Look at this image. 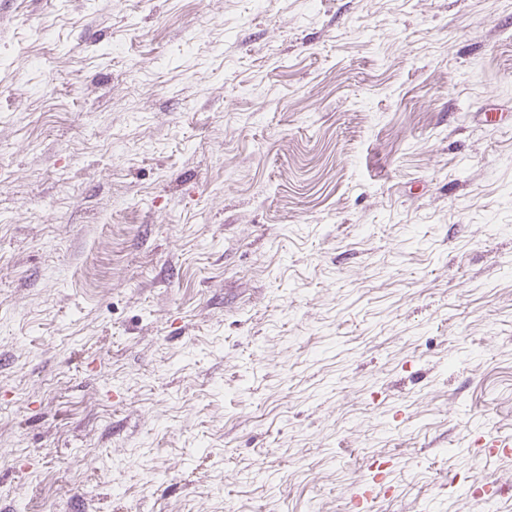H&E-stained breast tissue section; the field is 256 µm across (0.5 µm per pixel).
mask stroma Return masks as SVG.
I'll list each match as a JSON object with an SVG mask.
<instances>
[{"instance_id":"35a3bbf8","label":"stroma","mask_w":512,"mask_h":512,"mask_svg":"<svg viewBox=\"0 0 512 512\" xmlns=\"http://www.w3.org/2000/svg\"><path fill=\"white\" fill-rule=\"evenodd\" d=\"M0 357L15 512H512V0H0Z\"/></svg>"}]
</instances>
